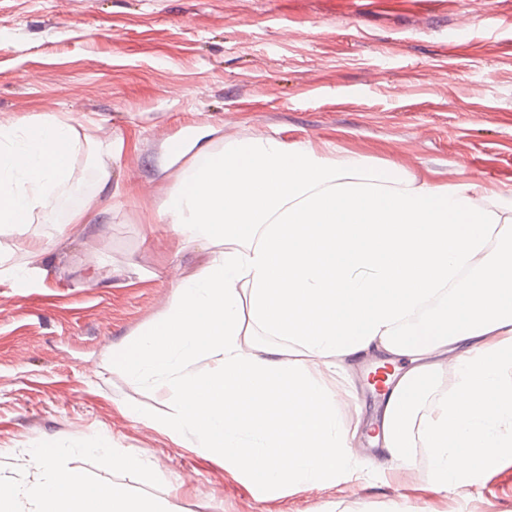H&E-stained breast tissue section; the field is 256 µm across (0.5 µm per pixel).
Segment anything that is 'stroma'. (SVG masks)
<instances>
[{"label": "stroma", "instance_id": "stroma-1", "mask_svg": "<svg viewBox=\"0 0 512 512\" xmlns=\"http://www.w3.org/2000/svg\"><path fill=\"white\" fill-rule=\"evenodd\" d=\"M55 112L98 120L112 188L83 228L53 223L50 200L31 226L54 240L48 274L0 283V472L52 444L88 482L176 512H512V452L472 457L441 492L430 449L411 480L361 438L351 474L262 491L156 428L170 397L108 367L212 258L155 220L176 143L310 141L431 185L512 189V0H0V126ZM128 453L148 469L113 468Z\"/></svg>", "mask_w": 512, "mask_h": 512}]
</instances>
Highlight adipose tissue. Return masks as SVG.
Here are the masks:
<instances>
[{
    "label": "adipose tissue",
    "mask_w": 512,
    "mask_h": 512,
    "mask_svg": "<svg viewBox=\"0 0 512 512\" xmlns=\"http://www.w3.org/2000/svg\"><path fill=\"white\" fill-rule=\"evenodd\" d=\"M78 141L63 114L40 116L21 138L0 127V278L15 287L47 274L15 256L45 254L32 217L69 183ZM172 160L180 169L157 220L181 248L215 254L112 355L130 378L176 394L156 426L194 436L266 488L315 485L351 455L325 372L392 355L412 366L384 414V455L411 468L417 431L434 455L428 481L447 491L466 475L464 449L490 459L512 447V190L433 186L275 138L221 152L178 144ZM257 327L283 347L252 343ZM200 359L210 369L192 373ZM448 369L454 385L420 413ZM63 454L38 448L23 479L0 475V512H175L114 485L88 488L60 467Z\"/></svg>",
    "instance_id": "adipose-tissue-1"
}]
</instances>
